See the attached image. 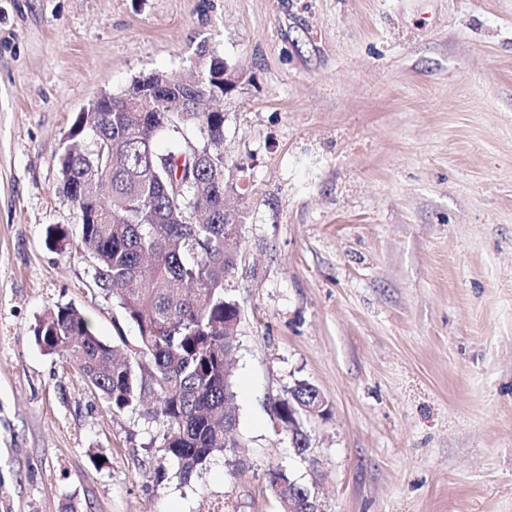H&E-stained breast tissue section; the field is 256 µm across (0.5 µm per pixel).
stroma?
Here are the masks:
<instances>
[{
	"label": "stroma",
	"instance_id": "1",
	"mask_svg": "<svg viewBox=\"0 0 512 512\" xmlns=\"http://www.w3.org/2000/svg\"><path fill=\"white\" fill-rule=\"evenodd\" d=\"M223 100L237 446L181 482L33 327L76 307L136 343L58 189L76 115L199 42ZM323 394L296 454L271 412ZM512 512V0H0V512ZM265 480L267 481L268 485L271 487V488H275L277 487L278 489V492L276 493L277 497L283 501H287L288 502V510L290 512H320L321 510H319V505L317 504V501L314 497H311L309 491L307 489H305L306 491V497L309 498V495H310V501H305L304 503L302 502H299V501H292L290 499H288V495L289 493L291 492L293 495L296 494V488H297V484L296 483H289V484H292L293 485L291 486V490H290V486H288V481L290 480L289 478V475L282 469L278 468V467H269L266 471H265ZM305 505V509L303 508Z\"/></svg>",
	"mask_w": 512,
	"mask_h": 512
}]
</instances>
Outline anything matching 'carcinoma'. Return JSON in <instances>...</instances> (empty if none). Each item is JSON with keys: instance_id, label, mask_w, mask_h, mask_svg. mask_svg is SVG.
Instances as JSON below:
<instances>
[{"instance_id": "obj_1", "label": "carcinoma", "mask_w": 512, "mask_h": 512, "mask_svg": "<svg viewBox=\"0 0 512 512\" xmlns=\"http://www.w3.org/2000/svg\"><path fill=\"white\" fill-rule=\"evenodd\" d=\"M195 73L173 82L154 72L120 95H103L78 113L58 159L59 189L81 213L80 250L93 259V278L112 294L137 343L102 341L73 306L58 305L34 326L36 343L73 362L115 412L154 399L162 457L186 483L214 454L234 445L237 419L228 363L231 331L240 314L224 282L236 267L235 225L224 207V113L201 101L224 96V58L198 45ZM196 126L209 149L177 141L154 148L165 128ZM265 480L283 501L296 493L278 467Z\"/></svg>"}]
</instances>
